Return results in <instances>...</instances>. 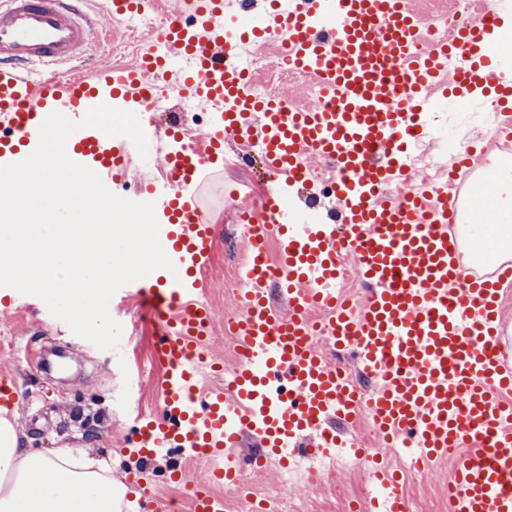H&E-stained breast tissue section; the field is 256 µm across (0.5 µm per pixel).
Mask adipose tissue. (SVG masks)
<instances>
[{
  "label": "adipose tissue",
  "instance_id": "obj_1",
  "mask_svg": "<svg viewBox=\"0 0 512 512\" xmlns=\"http://www.w3.org/2000/svg\"><path fill=\"white\" fill-rule=\"evenodd\" d=\"M495 225L466 227L468 238L490 236L495 259L512 256V165L494 167ZM7 407H0V512H122L124 493L104 468L73 449L43 453L21 447Z\"/></svg>",
  "mask_w": 512,
  "mask_h": 512
}]
</instances>
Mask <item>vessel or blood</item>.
<instances>
[{
	"instance_id": "obj_1",
	"label": "vessel or blood",
	"mask_w": 512,
	"mask_h": 512,
	"mask_svg": "<svg viewBox=\"0 0 512 512\" xmlns=\"http://www.w3.org/2000/svg\"><path fill=\"white\" fill-rule=\"evenodd\" d=\"M88 2L0 0V163L19 161L51 113L80 122L101 105L140 112L151 82L172 77L176 94L220 106L205 154L217 158L232 136L255 138L267 172L278 176L263 213L241 212L255 231L246 241L239 312L226 327L241 357L224 388L203 391L213 319L201 272L214 249L199 194L204 165L193 153L164 154L176 183H151L146 200L175 268L124 287L164 326L152 351L162 369V413L141 422L140 454L173 449L206 463V482L189 488L191 512H224L211 485L241 489L238 465L223 461L227 449L254 436L263 452L248 465L285 468L310 436L319 454L341 448L366 460L369 480L385 490L368 512H406L400 474L386 454L366 455L344 435L365 411L384 441L414 446L421 469L452 459V512H512V345L502 332L512 264L488 272L458 261L460 229L471 217L464 189L484 150H461L444 196L380 195L384 183L405 179L414 147L428 137L430 99L451 89L466 98L478 92L512 112V86L499 85V65L484 51L499 16L449 20L447 43L419 53L423 21L413 0H272L257 25L243 20L253 10L248 0L235 8L228 0H187V12L170 14L158 34L164 54L149 50L132 66L58 77L57 66L81 65L92 41L98 21ZM271 37L280 38L290 65L321 80L325 107L249 92L231 48ZM450 51L462 65L448 87L436 63ZM69 141L106 184L122 182L137 153L125 136L79 129ZM313 158L336 171L340 209L321 223L288 203L290 187L308 182ZM348 257L368 287L357 307L339 288ZM274 288L287 313L271 304ZM320 327L329 334L325 348L315 339ZM330 347L350 352L374 376L370 396L327 356Z\"/></svg>"
}]
</instances>
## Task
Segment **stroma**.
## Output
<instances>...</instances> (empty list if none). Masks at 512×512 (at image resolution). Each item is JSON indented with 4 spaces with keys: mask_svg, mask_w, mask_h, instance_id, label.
Segmentation results:
<instances>
[{
    "mask_svg": "<svg viewBox=\"0 0 512 512\" xmlns=\"http://www.w3.org/2000/svg\"><path fill=\"white\" fill-rule=\"evenodd\" d=\"M430 119L434 129L445 128L453 134L465 128L471 135L483 136L488 157L512 158L511 152L486 134L479 115L447 105L431 113ZM264 175L257 161L237 176L210 168L202 176V203L216 226L213 258L203 273L213 314L211 353L227 368L235 365L236 357L226 344L224 319L238 305L224 282V261L228 254H245V241L236 236L234 225L238 210L251 204L248 195L233 199L229 193ZM109 311L124 334L117 348L102 350L75 335L40 298L0 287V378L12 385L14 424L24 447L45 453L75 448L101 463L113 481L127 487V512H166L173 503L181 512H190L187 486L205 478L206 465L176 453L146 460L137 451V416L161 412L157 381L162 371L152 361L155 327L137 299L124 292L113 295ZM134 323L139 326L135 336L129 333ZM176 469L185 470V481H171L170 473ZM450 469L449 463L442 462L433 470L405 475L402 492L409 512H436V500ZM338 484L366 495L371 492L363 473L323 469L316 482L306 487L308 512H331L329 502Z\"/></svg>",
    "mask_w": 512,
    "mask_h": 512,
    "instance_id": "stroma-1",
    "label": "stroma"
}]
</instances>
